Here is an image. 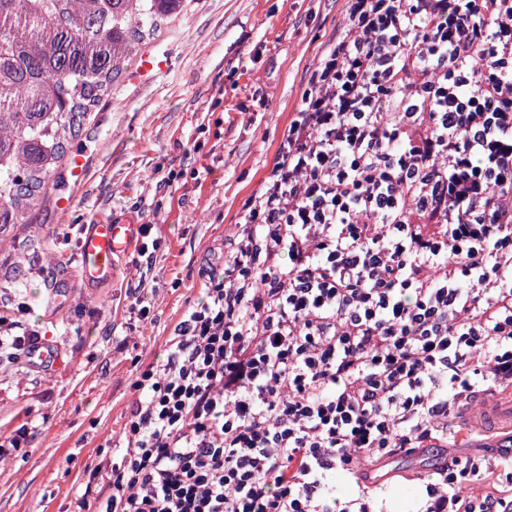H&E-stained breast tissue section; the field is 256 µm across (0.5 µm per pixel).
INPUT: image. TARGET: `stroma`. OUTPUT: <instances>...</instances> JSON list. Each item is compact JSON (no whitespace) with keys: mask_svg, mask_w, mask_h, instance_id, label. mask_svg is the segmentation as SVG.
<instances>
[{"mask_svg":"<svg viewBox=\"0 0 512 512\" xmlns=\"http://www.w3.org/2000/svg\"><path fill=\"white\" fill-rule=\"evenodd\" d=\"M344 0H188L147 54L172 64L144 82L128 64L118 84L70 140L90 160L83 182L62 165L33 226L0 244V262L52 268L63 306H45L30 277L25 321L56 348L61 367L0 370V439L27 428V447L0 458V512H73L94 471L106 472L138 396L134 382L166 360L185 315L206 296L205 270L220 265L224 239L245 199L274 165L311 70L344 27ZM125 216L151 225V264L119 260L112 282L80 288L84 224ZM153 293L147 320L132 313ZM436 451L387 461L392 503L417 498Z\"/></svg>","mask_w":512,"mask_h":512,"instance_id":"35a3bbf8","label":"stroma"}]
</instances>
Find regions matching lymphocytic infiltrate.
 Segmentation results:
<instances>
[{
    "label": "lymphocytic infiltrate",
    "instance_id": "f902f5d3",
    "mask_svg": "<svg viewBox=\"0 0 512 512\" xmlns=\"http://www.w3.org/2000/svg\"><path fill=\"white\" fill-rule=\"evenodd\" d=\"M344 12L76 512H391L358 467L445 449L512 386V0ZM43 343L0 316V367ZM419 512H512V457L444 454Z\"/></svg>",
    "mask_w": 512,
    "mask_h": 512
}]
</instances>
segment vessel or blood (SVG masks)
<instances>
[{"label":"vessel or blood","instance_id":"vessel-or-blood-1","mask_svg":"<svg viewBox=\"0 0 512 512\" xmlns=\"http://www.w3.org/2000/svg\"><path fill=\"white\" fill-rule=\"evenodd\" d=\"M140 237V224L126 219L84 225L79 238V286L92 288L110 281L117 261L131 253ZM460 413L464 430L482 429L512 438V388L491 397L477 396Z\"/></svg>","mask_w":512,"mask_h":512}]
</instances>
